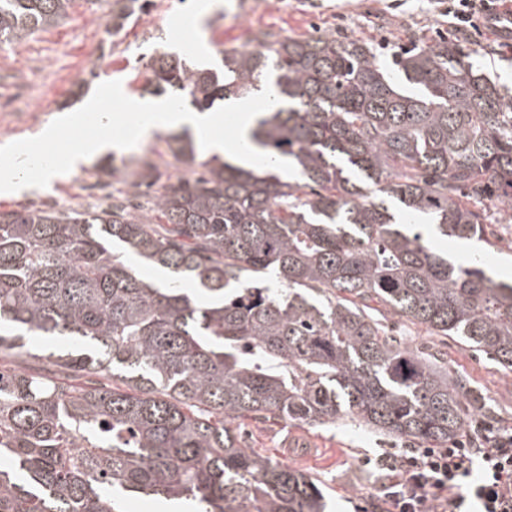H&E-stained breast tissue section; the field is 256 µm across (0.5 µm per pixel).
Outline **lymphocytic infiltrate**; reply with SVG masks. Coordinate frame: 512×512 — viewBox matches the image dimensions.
<instances>
[{
    "label": "lymphocytic infiltrate",
    "instance_id": "1",
    "mask_svg": "<svg viewBox=\"0 0 512 512\" xmlns=\"http://www.w3.org/2000/svg\"><path fill=\"white\" fill-rule=\"evenodd\" d=\"M511 0H448L449 25L464 32L496 19ZM392 479L380 512H512V425L478 422L445 448H407L381 458Z\"/></svg>",
    "mask_w": 512,
    "mask_h": 512
}]
</instances>
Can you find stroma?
Wrapping results in <instances>:
<instances>
[{
	"label": "stroma",
	"instance_id": "35a3bbf8",
	"mask_svg": "<svg viewBox=\"0 0 512 512\" xmlns=\"http://www.w3.org/2000/svg\"><path fill=\"white\" fill-rule=\"evenodd\" d=\"M197 0H147L139 19L119 33L105 35L109 19L105 0H73L66 20L39 31L22 43L0 44V145L40 135L63 112L74 108L99 83L118 80L132 97H145L148 64L155 50H179L187 63L215 61L217 45L249 49L258 31L283 36H316L371 40L382 64L415 37H454L434 0H224L221 12L194 25ZM477 49L472 62L479 72L502 87L512 88V47L494 46L485 33L471 32ZM166 135L145 137L130 151H112L79 165L44 188L19 195L0 194V210L76 208L101 202L108 178L101 172L110 165L128 176L154 166L161 176L183 171L181 162L166 153ZM95 175L83 185L79 175ZM502 241L489 250L477 239L429 236L431 247L469 263L485 256L486 271L497 276L512 269V222L500 224ZM399 334L410 345L440 355L449 375L466 378L473 390L492 401L497 421L512 425V372L473 351L460 340L439 341L403 319H394ZM245 438L252 447L275 461L311 476L320 487L326 512H375L378 487L389 476L377 458L404 448L405 443L372 432L348 420L312 427L292 421L247 420Z\"/></svg>",
	"mask_w": 512,
	"mask_h": 512
}]
</instances>
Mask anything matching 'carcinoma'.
<instances>
[{
    "instance_id": "carcinoma-1",
    "label": "carcinoma",
    "mask_w": 512,
    "mask_h": 512,
    "mask_svg": "<svg viewBox=\"0 0 512 512\" xmlns=\"http://www.w3.org/2000/svg\"><path fill=\"white\" fill-rule=\"evenodd\" d=\"M115 33L138 0H117ZM71 0H0V44L68 16ZM221 67L152 56L150 94L199 112L271 75L278 103L250 142L291 176L200 160L188 174L91 209L0 210V512H120L130 493L192 512H324L314 480L245 447L230 420L310 426L347 415L435 446L468 424L462 378L402 345L398 316L512 371V285L434 251L486 241L512 205V95L460 39L396 55L260 30ZM135 258L160 271L142 277ZM50 361L33 368L29 360Z\"/></svg>"
}]
</instances>
